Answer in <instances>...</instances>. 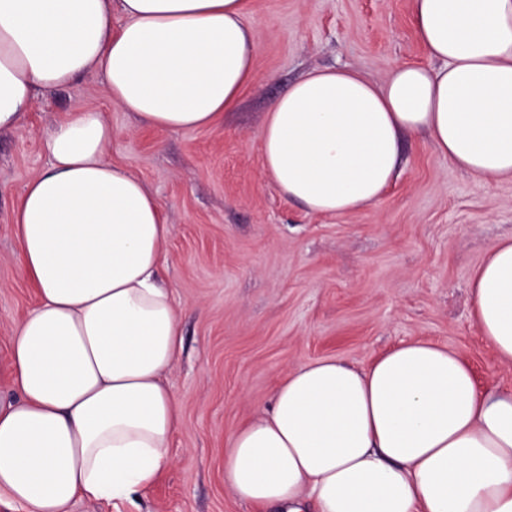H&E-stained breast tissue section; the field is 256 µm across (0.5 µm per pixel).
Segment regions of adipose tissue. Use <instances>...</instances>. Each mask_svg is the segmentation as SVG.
I'll return each instance as SVG.
<instances>
[{
	"label": "adipose tissue",
	"mask_w": 512,
	"mask_h": 512,
	"mask_svg": "<svg viewBox=\"0 0 512 512\" xmlns=\"http://www.w3.org/2000/svg\"><path fill=\"white\" fill-rule=\"evenodd\" d=\"M245 8L0 0V130L23 128L37 91L90 70L143 127L211 126L255 78ZM412 22L432 65H396L381 83L316 69L270 103L263 170L286 200L321 215L374 203L407 132L473 177H512V0H412ZM111 143L98 112L60 119L12 215L39 295L13 329L19 399L0 404V493L24 512L131 498L171 463L183 423L166 380L179 315L158 275L170 229L145 183L106 158ZM471 292L475 326L512 363V238ZM224 482L257 512H512V390H480L458 354L424 340L365 368L304 362L229 435Z\"/></svg>",
	"instance_id": "ef3b65f1"
}]
</instances>
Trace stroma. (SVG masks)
<instances>
[{
    "label": "stroma",
    "instance_id": "stroma-1",
    "mask_svg": "<svg viewBox=\"0 0 512 512\" xmlns=\"http://www.w3.org/2000/svg\"><path fill=\"white\" fill-rule=\"evenodd\" d=\"M256 86L208 129L141 127L112 104L100 72L36 95L20 130H0V402L13 327L37 304L20 273L11 212L49 165L41 141L65 115L92 108L112 126L109 160L146 182L170 226L160 271L173 290L183 349L168 383L183 408L173 462L133 502L75 500L70 512H254L224 483L228 434L271 407L299 363L335 356L363 368L405 341L447 347L484 389H511L471 320L470 281L512 236V178L478 183L427 135L403 139L393 185L376 203L317 215L285 200L262 169L270 101L307 71L360 70L383 80L430 59L411 0H249Z\"/></svg>",
    "mask_w": 512,
    "mask_h": 512
}]
</instances>
